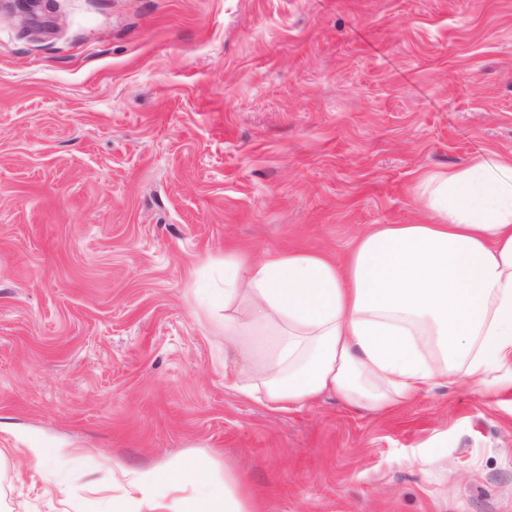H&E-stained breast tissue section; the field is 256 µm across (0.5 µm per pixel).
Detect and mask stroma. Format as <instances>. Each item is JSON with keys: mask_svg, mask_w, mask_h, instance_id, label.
Here are the masks:
<instances>
[{"mask_svg": "<svg viewBox=\"0 0 512 512\" xmlns=\"http://www.w3.org/2000/svg\"><path fill=\"white\" fill-rule=\"evenodd\" d=\"M480 157H512V0H0L11 512H105L112 460L189 456L188 489L229 467L263 512H512V405L275 411L225 387L213 330L225 255L344 260ZM31 437L80 454L32 475Z\"/></svg>", "mask_w": 512, "mask_h": 512, "instance_id": "35a3bbf8", "label": "stroma"}]
</instances>
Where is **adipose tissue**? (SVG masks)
<instances>
[{"label": "adipose tissue", "instance_id": "1", "mask_svg": "<svg viewBox=\"0 0 512 512\" xmlns=\"http://www.w3.org/2000/svg\"><path fill=\"white\" fill-rule=\"evenodd\" d=\"M422 183L433 220L320 253L224 257V383L275 410L325 393L383 412L444 384L512 392V162L481 159ZM173 469L113 463L110 512H259L225 471L186 490Z\"/></svg>", "mask_w": 512, "mask_h": 512}]
</instances>
